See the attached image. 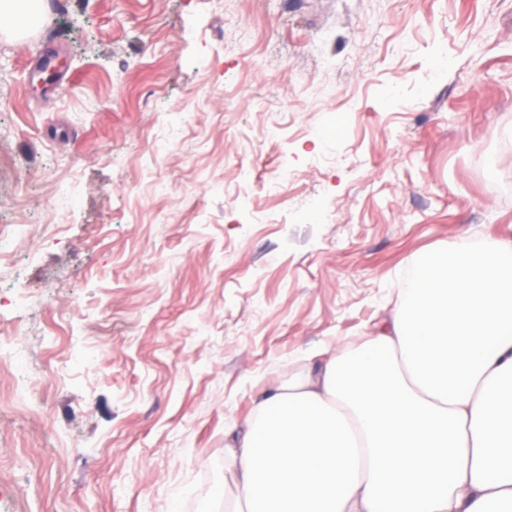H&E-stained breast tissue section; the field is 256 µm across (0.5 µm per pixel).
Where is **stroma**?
<instances>
[{"label":"stroma","instance_id":"obj_1","mask_svg":"<svg viewBox=\"0 0 512 512\" xmlns=\"http://www.w3.org/2000/svg\"><path fill=\"white\" fill-rule=\"evenodd\" d=\"M0 237V512H222L259 391L512 241V0H48Z\"/></svg>","mask_w":512,"mask_h":512}]
</instances>
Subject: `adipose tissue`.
I'll use <instances>...</instances> for the list:
<instances>
[{
    "mask_svg": "<svg viewBox=\"0 0 512 512\" xmlns=\"http://www.w3.org/2000/svg\"><path fill=\"white\" fill-rule=\"evenodd\" d=\"M417 268L363 345L225 435L236 512H512V242Z\"/></svg>",
    "mask_w": 512,
    "mask_h": 512,
    "instance_id": "obj_1",
    "label": "adipose tissue"
}]
</instances>
